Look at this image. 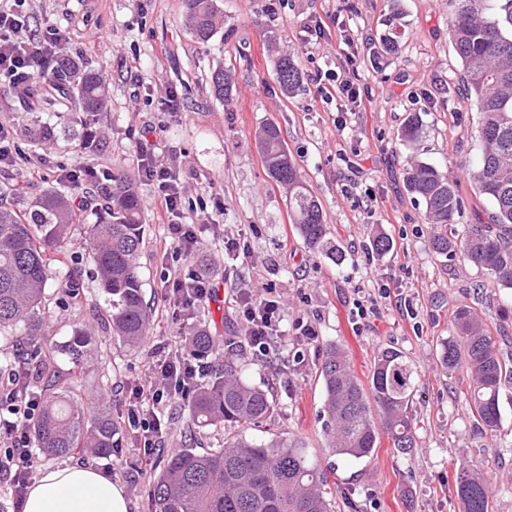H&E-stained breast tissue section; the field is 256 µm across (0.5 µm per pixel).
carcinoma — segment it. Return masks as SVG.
I'll return each mask as SVG.
<instances>
[{"mask_svg": "<svg viewBox=\"0 0 512 512\" xmlns=\"http://www.w3.org/2000/svg\"><path fill=\"white\" fill-rule=\"evenodd\" d=\"M448 0L454 20L450 38L462 65V81L479 114V159L469 171L479 194L493 205L491 223L454 226L465 203L457 185L437 166L411 158L406 162L404 188L422 203L426 223L433 226L432 251L467 263L512 288V0ZM183 25L200 44L219 32L217 0H182ZM274 78L289 94L300 86L297 61L283 55L275 62ZM37 84L17 83L9 93L31 115L20 135L30 142L53 144L63 138L79 149L90 143L93 118L108 109L100 72L78 57L61 54L41 63ZM216 99L232 91L224 70L212 73ZM424 134L421 113L411 112L401 140L415 147ZM262 160L275 183L288 188V216L304 245L341 263L343 252L327 238L323 209L302 181L279 126L267 122L258 133ZM105 201L95 223L84 222L92 195L79 187L62 191L45 186L30 200L17 188L0 187V336L20 348L19 360L4 356V377L32 372L28 391L37 402L29 427L30 444L50 457L84 450L110 458L120 426L104 397L85 398L80 380L91 334L75 329L66 342L50 339L45 290L60 277L56 261L79 226L89 239L90 271L104 295L113 335L130 348L140 346L150 329L142 299L138 256L144 239L136 177L114 174L101 193ZM455 335L441 341V360L448 373L459 369L470 378L463 391L473 425L495 432L501 412L502 386L512 381V359L500 356L497 341L476 308L463 305L453 318ZM194 354H212L206 329L189 338ZM72 367L64 378L58 357ZM323 387V431L327 447L338 456H374L381 434L393 448L407 453L416 447L410 407L416 394V371L396 348H383L373 358L367 380H361L346 352L334 343L324 347L319 365ZM189 417L204 428L227 424L245 428L265 419L273 401L263 389L244 379L238 365L224 360L208 378L190 390ZM462 512H493L490 485L480 466L462 465L455 479ZM151 512H333L326 474L305 450L292 443L256 445L241 434L224 439L220 448H180L167 455L154 476Z\"/></svg>", "mask_w": 512, "mask_h": 512, "instance_id": "cac0c4a2", "label": "carcinoma"}]
</instances>
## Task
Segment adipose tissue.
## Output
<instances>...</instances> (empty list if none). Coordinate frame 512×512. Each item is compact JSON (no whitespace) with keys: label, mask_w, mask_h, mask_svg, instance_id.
Here are the masks:
<instances>
[{"label":"adipose tissue","mask_w":512,"mask_h":512,"mask_svg":"<svg viewBox=\"0 0 512 512\" xmlns=\"http://www.w3.org/2000/svg\"><path fill=\"white\" fill-rule=\"evenodd\" d=\"M22 512H130V502L119 483L93 467L70 464L44 470Z\"/></svg>","instance_id":"1"}]
</instances>
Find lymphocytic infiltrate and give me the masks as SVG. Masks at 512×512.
Wrapping results in <instances>:
<instances>
[{
  "instance_id": "1",
  "label": "lymphocytic infiltrate",
  "mask_w": 512,
  "mask_h": 512,
  "mask_svg": "<svg viewBox=\"0 0 512 512\" xmlns=\"http://www.w3.org/2000/svg\"><path fill=\"white\" fill-rule=\"evenodd\" d=\"M26 16L20 7L0 10V76L10 78L35 77V66L55 46L60 36L47 30L41 36L16 40V33L26 27ZM158 145L157 130L145 129L135 146L137 174L141 180L155 183L156 218L164 226L162 247H174L184 254L194 253L200 239L193 225L179 223L177 217L182 205L180 180L173 168L158 163L155 150ZM168 305L174 312L188 310L206 302L211 293L207 276L190 270L179 272L166 279ZM236 302L246 323V341L259 354H268L280 337L278 326L282 320V304L270 298L268 288L255 284L239 289ZM144 380L128 389L127 423L129 436L138 448L137 471L147 474L153 470L155 452L163 442L165 422L162 409L173 399L185 396L205 372L203 364L192 362L181 349H168L161 357L150 358ZM15 403L9 416H0V482L11 487L15 500H22L31 481L33 467L28 426L36 411V404L27 398V384L15 380L10 390Z\"/></svg>"
}]
</instances>
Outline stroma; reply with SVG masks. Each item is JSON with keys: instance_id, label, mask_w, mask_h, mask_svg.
Wrapping results in <instances>:
<instances>
[{"instance_id": "1", "label": "stroma", "mask_w": 512, "mask_h": 512, "mask_svg": "<svg viewBox=\"0 0 512 512\" xmlns=\"http://www.w3.org/2000/svg\"><path fill=\"white\" fill-rule=\"evenodd\" d=\"M182 0H25L31 28H58L64 46L99 69L111 105L97 116L99 142L77 149L66 142L52 148L15 143L14 166L0 172V185L13 184L38 193L30 182L33 166L53 183L79 169H136L134 146L145 127L158 130V155L173 165L183 186V220L199 227L200 249L190 257L162 250L163 228L154 215L156 188L139 183L146 232L140 255L142 292L152 317V344H183L195 327L223 337L232 358L253 384L268 390L274 410L245 428L249 441H298L311 461L326 473L335 512H460L454 492L458 466L480 465L493 486V512H512V384L503 386L496 435L472 428L457 389L460 373H448L439 343L454 332L457 306H476L499 331L504 358L512 357V290L498 286L474 267L438 257L429 247L432 228L423 207L403 188L408 155L399 141L409 113H421L426 133L419 152L456 182L466 203L465 223L485 224L492 211L468 178L478 155L477 112L459 95L461 62L449 36L448 0H220L224 27L205 45L196 43L182 24ZM321 22L319 40L307 38L306 23ZM401 34L394 51L381 42L390 24ZM296 56L302 85L286 94L274 80L278 53ZM355 52L360 94L368 109L355 111L347 100L324 99L317 76L344 65ZM233 81L229 99L218 101L210 85L215 70ZM277 123L300 173L322 204L330 238L343 250L342 263L305 248L288 220L283 188L268 176L256 135L266 122ZM392 241L376 254V234ZM242 236L249 262L224 251L225 238ZM291 257H282L281 240ZM216 273L214 294L206 304L173 314L165 301L163 278L188 267ZM252 281L271 288L283 303L281 323L288 345L277 356H259L247 344L243 321L235 312L232 291ZM387 289L394 303H383L377 316L355 317L358 296ZM65 290L54 280L46 290L55 341L70 339L74 327L91 316H104L96 283L86 282L81 300L59 306ZM311 323L318 338L306 343L298 322ZM341 346L359 377H366L378 349L401 350L418 371L411 407L417 446L402 454L381 441L373 458L336 456L325 446L319 379L322 349ZM127 348L103 337L83 369L82 387L107 386L112 416H127L126 391L140 378L148 347ZM165 450L198 439L215 447L224 432L190 430L180 403L163 410ZM137 452L122 459L86 457V464L111 471L132 504L131 512H150L152 478L137 475Z\"/></svg>"}]
</instances>
